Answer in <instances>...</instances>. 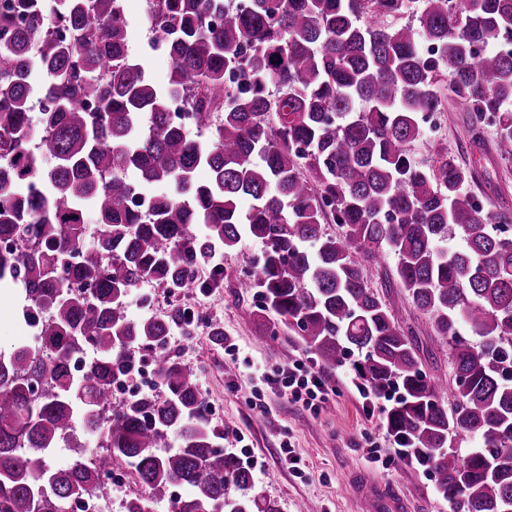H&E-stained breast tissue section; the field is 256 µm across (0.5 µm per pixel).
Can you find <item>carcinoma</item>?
Listing matches in <instances>:
<instances>
[{
	"label": "carcinoma",
	"instance_id": "cac0c4a2",
	"mask_svg": "<svg viewBox=\"0 0 512 512\" xmlns=\"http://www.w3.org/2000/svg\"><path fill=\"white\" fill-rule=\"evenodd\" d=\"M146 17L166 33L163 86L130 54L122 0L0 7V240L17 243L0 281L22 277L25 320L49 310L37 346L0 353V512H69L117 465L144 488L125 512L162 501L171 512H279L224 451L196 374L167 353L172 328L193 329L186 309L127 313L142 284L191 288L214 248L246 237L264 245L252 284L262 308L326 367L361 354L362 379L394 395L388 432L451 512H512V211L486 210L443 148L431 164L411 157L445 82L474 116L472 142L490 115L512 160V0H146ZM36 83L44 132L32 137ZM178 93L207 136L170 112ZM456 230L464 246L450 250ZM389 253L400 287L448 339L449 408L364 278L362 262ZM143 348L164 395L116 406L112 385ZM79 423L100 432L99 453L53 467L52 449ZM459 432L479 447L457 464L448 439Z\"/></svg>",
	"mask_w": 512,
	"mask_h": 512
}]
</instances>
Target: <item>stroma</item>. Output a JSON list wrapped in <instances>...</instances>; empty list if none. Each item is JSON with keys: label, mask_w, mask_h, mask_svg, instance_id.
Segmentation results:
<instances>
[{"label": "stroma", "mask_w": 512, "mask_h": 512, "mask_svg": "<svg viewBox=\"0 0 512 512\" xmlns=\"http://www.w3.org/2000/svg\"><path fill=\"white\" fill-rule=\"evenodd\" d=\"M123 5L133 22L131 53L142 58L155 82L165 83L170 61L163 51L149 47L154 35L145 19L144 0H123ZM469 122V113L459 111L454 102H447L440 126L427 129L423 142L415 145L413 157L425 162L432 146L447 148L457 163L472 171L471 189L487 209H512V161L499 156L494 127H485L482 147H474ZM262 251L259 240L244 239L236 249L219 253L220 273L203 267L198 273L199 287L185 289L176 299L167 289L143 285L129 302V315L134 319L160 317L177 301L221 320L223 341L213 342L208 329L202 326L191 336L173 332L167 348L174 359L195 372L211 425L222 433L225 450L235 449L233 431L244 433L250 455L257 462L252 469L255 487L274 501L280 512H297L302 502L313 505L316 512H362L346 483L347 473L354 469L393 488L406 501L407 512H450L431 475L400 459L382 410L366 413L353 385L355 372L351 366L326 369L334 394L319 416H310L271 393L265 397L266 414L251 409V366L271 368L310 355L301 338L282 323L279 315L260 312L261 299L256 289L247 285ZM395 265L392 256L384 266L366 265L368 283L398 323L410 332L427 375L452 381L448 341L438 336L428 315L418 310L400 287L394 277ZM16 299V289L0 288V351L37 342L14 316ZM228 342L239 346V362L230 373L225 370L224 360V345ZM284 429L289 431L296 453L306 464L304 477L295 476L280 459V432ZM368 438L376 442L380 462L367 461L361 446Z\"/></svg>", "instance_id": "obj_1"}]
</instances>
